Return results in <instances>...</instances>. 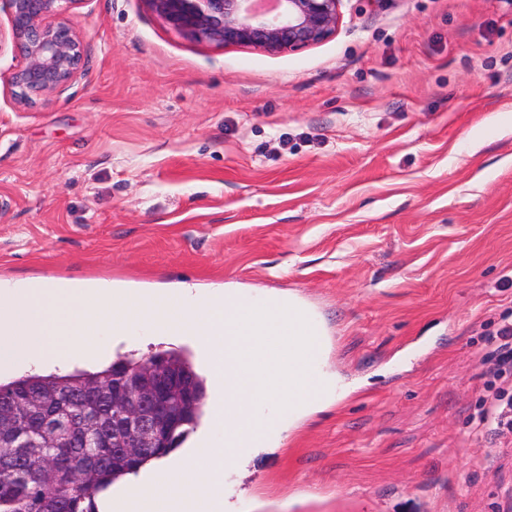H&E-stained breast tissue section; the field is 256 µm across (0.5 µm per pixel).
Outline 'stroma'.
<instances>
[{
    "mask_svg": "<svg viewBox=\"0 0 512 512\" xmlns=\"http://www.w3.org/2000/svg\"><path fill=\"white\" fill-rule=\"evenodd\" d=\"M294 52L184 38L88 0L83 75L33 105L0 47V276L288 294L322 320L327 403L224 473V512H503L512 437L470 416L512 315V0H343ZM70 370L190 353L101 336ZM196 432L152 480L188 462Z\"/></svg>",
    "mask_w": 512,
    "mask_h": 512,
    "instance_id": "35a3bbf8",
    "label": "stroma"
}]
</instances>
